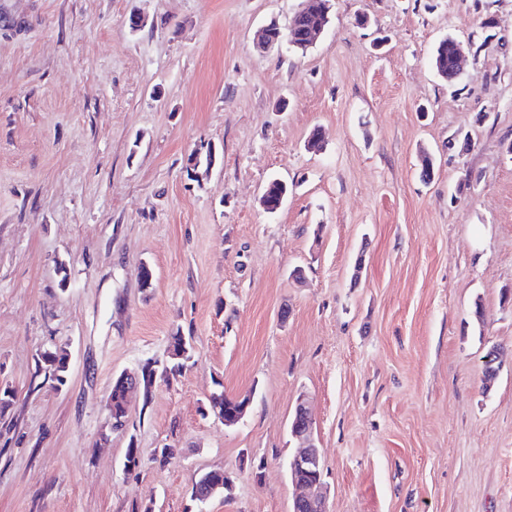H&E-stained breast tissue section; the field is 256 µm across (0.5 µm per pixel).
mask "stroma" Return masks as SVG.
<instances>
[{"label":"stroma","instance_id":"obj_1","mask_svg":"<svg viewBox=\"0 0 512 512\" xmlns=\"http://www.w3.org/2000/svg\"><path fill=\"white\" fill-rule=\"evenodd\" d=\"M301 2L0 0V512H292L301 397L329 512H512V0H331L307 51L258 50ZM177 330L188 366L112 431L114 377Z\"/></svg>","mask_w":512,"mask_h":512}]
</instances>
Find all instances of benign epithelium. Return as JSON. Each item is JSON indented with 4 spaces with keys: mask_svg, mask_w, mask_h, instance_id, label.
Here are the masks:
<instances>
[{
    "mask_svg": "<svg viewBox=\"0 0 512 512\" xmlns=\"http://www.w3.org/2000/svg\"><path fill=\"white\" fill-rule=\"evenodd\" d=\"M329 0H303L294 21L306 23L308 35L300 41L296 38L295 25L287 30H277V36L268 37L274 25L263 27L258 34L257 42L262 47H273L281 43L304 50L312 44L314 36L324 28L322 18L327 16ZM291 435L300 443V448L291 458L289 471L292 478L293 512H329L325 499L318 495L317 489L322 485L321 457L316 445L313 431V418L306 399H300L293 411Z\"/></svg>",
    "mask_w": 512,
    "mask_h": 512,
    "instance_id": "benign-epithelium-1",
    "label": "benign epithelium"
}]
</instances>
